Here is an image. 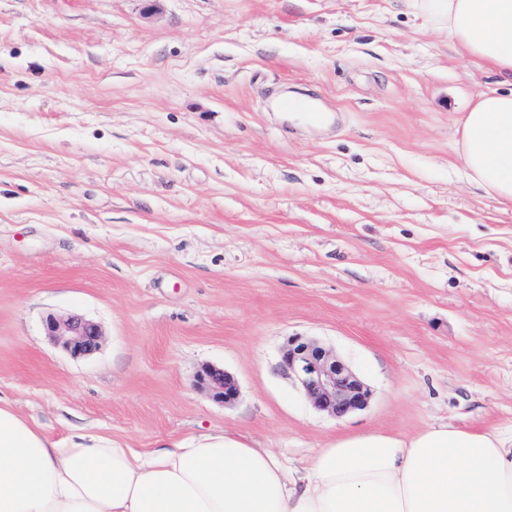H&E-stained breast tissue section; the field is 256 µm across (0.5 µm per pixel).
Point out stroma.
I'll return each instance as SVG.
<instances>
[{"label":"stroma","mask_w":512,"mask_h":512,"mask_svg":"<svg viewBox=\"0 0 512 512\" xmlns=\"http://www.w3.org/2000/svg\"><path fill=\"white\" fill-rule=\"evenodd\" d=\"M500 86L405 0H0V397L57 439L224 429L297 467L345 433L511 431L512 204L457 152ZM294 335L369 406L318 412L279 367ZM44 328L46 336L73 357L91 355L98 350L103 337L100 325L75 315H49ZM197 382L211 392L215 401L224 406L235 403L239 397L237 380L223 368L215 366L204 368Z\"/></svg>","instance_id":"1"}]
</instances>
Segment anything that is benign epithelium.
Wrapping results in <instances>:
<instances>
[{"instance_id": "7a95c632", "label": "benign epithelium", "mask_w": 512, "mask_h": 512, "mask_svg": "<svg viewBox=\"0 0 512 512\" xmlns=\"http://www.w3.org/2000/svg\"><path fill=\"white\" fill-rule=\"evenodd\" d=\"M46 336L73 357L98 350L100 325L81 316L49 315L44 320ZM280 368L298 382L314 408L336 420L367 407L371 390L335 351L308 336H290L281 350ZM215 401L227 406L239 397L237 380L224 369L208 366L198 376Z\"/></svg>"}]
</instances>
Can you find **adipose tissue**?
Instances as JSON below:
<instances>
[{
	"label": "adipose tissue",
	"mask_w": 512,
	"mask_h": 512,
	"mask_svg": "<svg viewBox=\"0 0 512 512\" xmlns=\"http://www.w3.org/2000/svg\"><path fill=\"white\" fill-rule=\"evenodd\" d=\"M453 45L512 84V0H419ZM467 175L512 203V92L460 121ZM0 512H512V433L344 434L307 472L214 430L140 454L110 435L53 439L0 398Z\"/></svg>",
	"instance_id": "1"
}]
</instances>
